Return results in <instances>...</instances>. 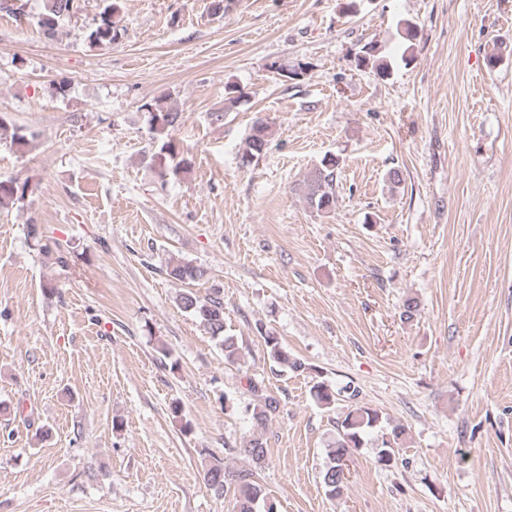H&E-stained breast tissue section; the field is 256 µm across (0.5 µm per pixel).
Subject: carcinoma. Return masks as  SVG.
I'll return each mask as SVG.
<instances>
[{
    "mask_svg": "<svg viewBox=\"0 0 512 512\" xmlns=\"http://www.w3.org/2000/svg\"><path fill=\"white\" fill-rule=\"evenodd\" d=\"M102 2L103 8L99 12L98 19L86 31V39L92 46L111 45L121 37V28L116 21V16L121 9L119 0H102ZM77 9V0H48L47 13L38 21L43 35L48 39L54 38L59 21L73 15ZM401 37L406 44L402 61L408 64L413 60V40L417 37L416 26L413 22L409 20L404 22ZM357 66L370 68L378 75L385 77L390 74L391 63L380 55L375 45L370 43L360 48ZM142 108L149 114L148 130L153 142L158 144L157 156L161 158L167 156L171 161V164L161 170L160 176L163 178L168 175L176 177L187 172L191 167V161L179 154L171 139V132L182 123V110L177 100L166 96L151 103H145ZM269 142V126L261 120L257 121L241 154L242 165L248 166L254 159L260 157L266 151ZM2 144L16 149H26L32 145V141L23 132L22 127L0 114V145ZM338 165L339 159L336 157L324 158L320 166L308 174L300 187L307 204L318 212L328 213L336 205V168ZM27 191L28 182L26 181L0 180V205L24 200ZM167 275L175 281L189 285L203 280L207 271L190 261L177 260L168 265ZM177 303L200 322L206 333L218 340L224 352L225 362L237 361L240 348L237 337L225 334L224 302L221 298L217 296L202 298L196 292L186 289L177 296ZM263 339L269 359L277 366L299 374L311 370L310 365L289 354L273 334L266 332ZM344 392L350 393V397L353 399L359 395L357 389L349 384L334 389L325 382L318 381L312 387L313 398L324 408L332 407L337 396ZM277 408L278 401L270 396L263 398V401L253 407L254 430L249 439L245 440L239 448V453L255 464H261L266 460L267 449L264 432L270 415ZM380 420L381 415L377 409L357 404L337 425L338 435L327 451L328 464L321 473L322 484L329 496L334 497L340 494L347 484L349 475L347 461L362 447L363 436L376 428ZM406 435L404 426L400 424L393 426L390 433L386 434L381 441L376 456L378 465L390 467L396 463L397 449L406 443ZM204 479L207 488L217 496L224 495L227 488L234 487L237 512H277L276 504L255 482L254 474L250 471H233L228 469L223 462L216 460L205 469Z\"/></svg>",
    "mask_w": 512,
    "mask_h": 512,
    "instance_id": "carcinoma-1",
    "label": "carcinoma"
}]
</instances>
